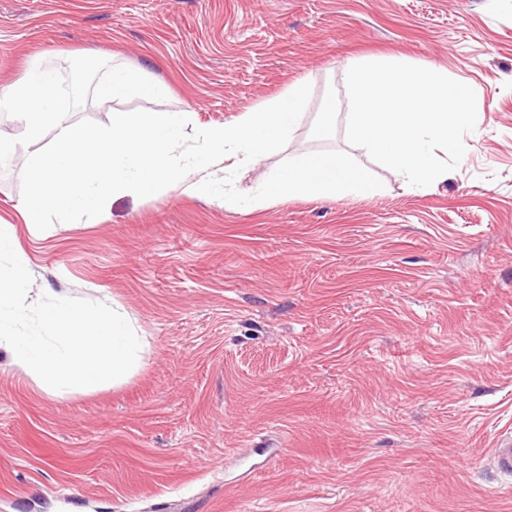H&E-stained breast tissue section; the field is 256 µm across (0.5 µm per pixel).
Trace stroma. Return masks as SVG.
Wrapping results in <instances>:
<instances>
[{
    "label": "stroma",
    "instance_id": "35a3bbf8",
    "mask_svg": "<svg viewBox=\"0 0 512 512\" xmlns=\"http://www.w3.org/2000/svg\"><path fill=\"white\" fill-rule=\"evenodd\" d=\"M87 49L169 93L74 119L229 126L303 81L301 123L235 188L325 149L383 188L262 209L162 192L41 232L16 211L23 161L0 170L31 297L108 294L149 341L131 377L63 396L0 350V512H512L492 459L512 432V0H0V83ZM372 56L475 91L447 179L416 190L349 147L344 71Z\"/></svg>",
    "mask_w": 512,
    "mask_h": 512
}]
</instances>
